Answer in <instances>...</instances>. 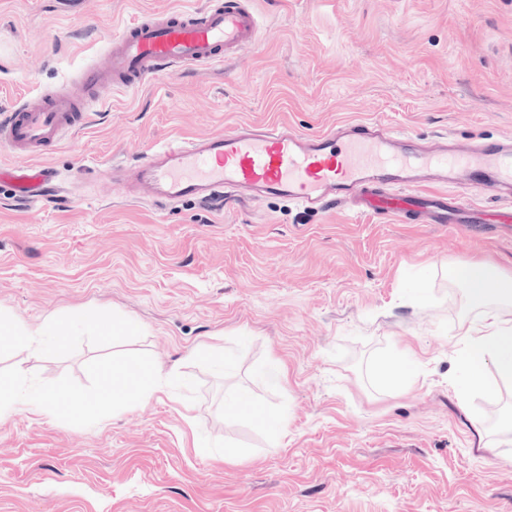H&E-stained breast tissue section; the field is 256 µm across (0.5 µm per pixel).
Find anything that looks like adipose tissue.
Returning a JSON list of instances; mask_svg holds the SVG:
<instances>
[{"mask_svg":"<svg viewBox=\"0 0 512 512\" xmlns=\"http://www.w3.org/2000/svg\"><path fill=\"white\" fill-rule=\"evenodd\" d=\"M451 279L463 288L469 302L481 310L479 321L463 327L460 333L462 350L458 363L463 372L462 397L475 393L498 395L501 388H512V317L505 307L512 303V273L484 260H473L452 267ZM100 336H123L135 333L136 324L113 315L99 318L97 311L77 308L67 313L47 317L38 328H30L14 317L0 312V334L14 344L36 346L46 358L74 335L76 328ZM493 368L497 380L489 382L485 368ZM161 377L150 364L120 361L112 365V381L89 395H73L64 386L45 391L39 388L16 390L12 381H0V412L29 409L49 415L57 414L62 399L76 397L86 408L107 411L128 402L131 394L148 399L160 389Z\"/></svg>","mask_w":512,"mask_h":512,"instance_id":"1","label":"adipose tissue"}]
</instances>
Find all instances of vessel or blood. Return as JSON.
Wrapping results in <instances>:
<instances>
[{"mask_svg":"<svg viewBox=\"0 0 512 512\" xmlns=\"http://www.w3.org/2000/svg\"><path fill=\"white\" fill-rule=\"evenodd\" d=\"M249 0H209L203 8L149 14L118 30L76 88L40 95L12 108L0 125V145L22 163L0 167V184L23 202L61 191L50 168L29 163L53 149L93 104L115 89H135L175 72L196 73L245 55L260 42ZM105 172L124 182L128 197L177 205L285 198L304 210L332 206L421 224L494 225L512 232V137L464 143L445 137L421 143L375 122H341L306 134L283 122L240 124L217 134L149 148L141 157L110 162ZM493 198L492 208L473 194Z\"/></svg>","mask_w":512,"mask_h":512,"instance_id":"obj_1","label":"vessel or blood"}]
</instances>
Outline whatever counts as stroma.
<instances>
[{
  "instance_id": "35a3bbf8",
  "label": "stroma",
  "mask_w": 512,
  "mask_h": 512,
  "mask_svg": "<svg viewBox=\"0 0 512 512\" xmlns=\"http://www.w3.org/2000/svg\"><path fill=\"white\" fill-rule=\"evenodd\" d=\"M205 2L0 0V114L74 83L123 24ZM253 6L263 38L241 61L114 90L38 157L68 197L25 205L0 186V307L33 327L90 307L141 328L75 337L50 359L0 335V375L88 393L132 355L184 378L99 418L68 401L1 419L0 512H512V430L496 424L512 392L460 396L459 333L478 312L448 275L479 259L512 270V239L283 198L128 202L103 174L241 123L512 135V0ZM396 348L417 362L401 390L376 370ZM274 364L277 385L262 374ZM240 386L285 417L282 434L226 414ZM227 447L243 459H221Z\"/></svg>"
}]
</instances>
